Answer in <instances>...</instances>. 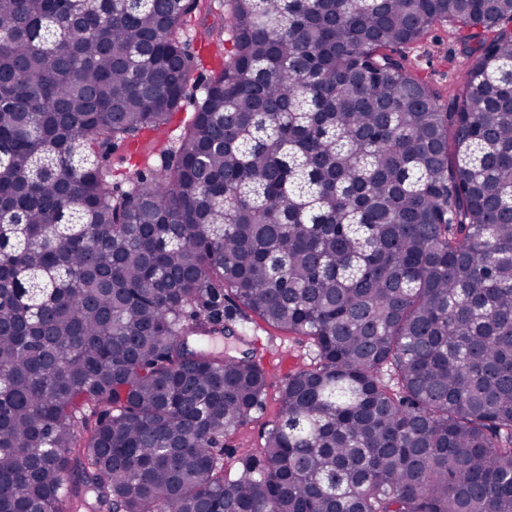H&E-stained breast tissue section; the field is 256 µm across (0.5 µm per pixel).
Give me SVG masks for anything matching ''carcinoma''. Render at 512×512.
Here are the masks:
<instances>
[{
    "mask_svg": "<svg viewBox=\"0 0 512 512\" xmlns=\"http://www.w3.org/2000/svg\"><path fill=\"white\" fill-rule=\"evenodd\" d=\"M233 50L151 179L183 0H0V512H512V0H224ZM447 21L438 95L394 55ZM306 339L263 464L253 351ZM148 132L118 143L115 150L112 151L108 167L112 173V187L118 185L122 189H126L127 178L133 176L137 170L149 174V172L159 170L164 164L165 159L154 149L152 141L144 145L141 156L136 154L135 147L147 138H152ZM228 326L233 333L216 335L210 339L209 345L232 353L257 349L270 383L261 407L253 413L251 420L224 437V448H221L224 474L233 479L242 473L246 464L257 467L261 464L265 435L280 413V390L288 375L309 363L313 354L299 336L277 330L253 315L249 319H241L233 313V321ZM242 336H256L260 341L259 347L249 345Z\"/></svg>",
    "mask_w": 512,
    "mask_h": 512,
    "instance_id": "1",
    "label": "carcinoma"
}]
</instances>
